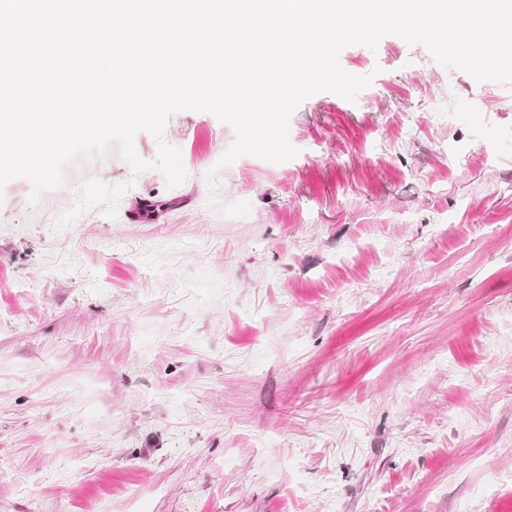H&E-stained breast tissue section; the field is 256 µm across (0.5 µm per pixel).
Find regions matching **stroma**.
Instances as JSON below:
<instances>
[{
  "instance_id": "stroma-1",
  "label": "stroma",
  "mask_w": 512,
  "mask_h": 512,
  "mask_svg": "<svg viewBox=\"0 0 512 512\" xmlns=\"http://www.w3.org/2000/svg\"><path fill=\"white\" fill-rule=\"evenodd\" d=\"M339 63L289 161L186 110L177 187L113 145L0 189V512H512V83ZM89 180L117 218L56 230Z\"/></svg>"
}]
</instances>
